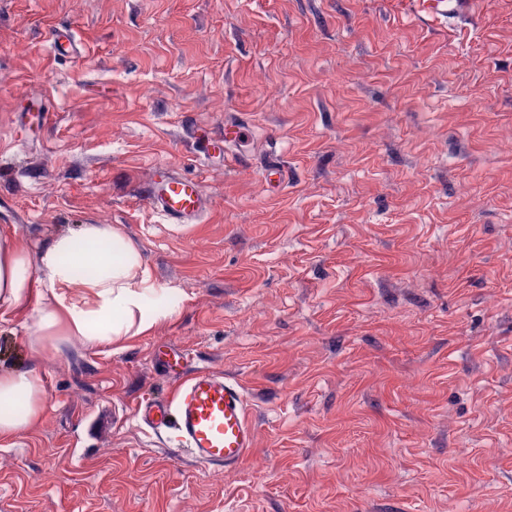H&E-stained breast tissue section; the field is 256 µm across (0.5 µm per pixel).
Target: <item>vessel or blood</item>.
Here are the masks:
<instances>
[{"label": "vessel or blood", "instance_id": "b4317fda", "mask_svg": "<svg viewBox=\"0 0 512 512\" xmlns=\"http://www.w3.org/2000/svg\"><path fill=\"white\" fill-rule=\"evenodd\" d=\"M411 13L427 21H444L460 0H402ZM153 211L169 224H192L207 199L199 182L169 171L153 174L141 189ZM184 351L168 354L161 366L176 379L168 397L136 402L134 417L153 432L174 433L177 451L201 465L231 469L255 446L242 387L207 367L188 368Z\"/></svg>", "mask_w": 512, "mask_h": 512}]
</instances>
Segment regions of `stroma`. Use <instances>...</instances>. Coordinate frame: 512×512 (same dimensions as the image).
I'll list each match as a JSON object with an SVG mask.
<instances>
[{
	"label": "stroma",
	"mask_w": 512,
	"mask_h": 512,
	"mask_svg": "<svg viewBox=\"0 0 512 512\" xmlns=\"http://www.w3.org/2000/svg\"><path fill=\"white\" fill-rule=\"evenodd\" d=\"M510 131L512 0L442 26L400 0H0V230L118 226L157 318L35 357L31 314L0 317V372L45 396L0 439V512H512ZM159 168L200 183L196 223L153 215ZM168 348L243 386L236 469L137 426Z\"/></svg>",
	"instance_id": "1"
}]
</instances>
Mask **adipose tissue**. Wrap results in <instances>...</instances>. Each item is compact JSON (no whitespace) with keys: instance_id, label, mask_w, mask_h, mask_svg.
<instances>
[{"instance_id":"obj_1","label":"adipose tissue","mask_w":512,"mask_h":512,"mask_svg":"<svg viewBox=\"0 0 512 512\" xmlns=\"http://www.w3.org/2000/svg\"><path fill=\"white\" fill-rule=\"evenodd\" d=\"M151 277L140 251L112 224H83L52 236L36 252L0 231V316L35 302L32 354L62 334L94 347L150 331ZM43 386L32 371L0 373V438L39 420Z\"/></svg>"}]
</instances>
